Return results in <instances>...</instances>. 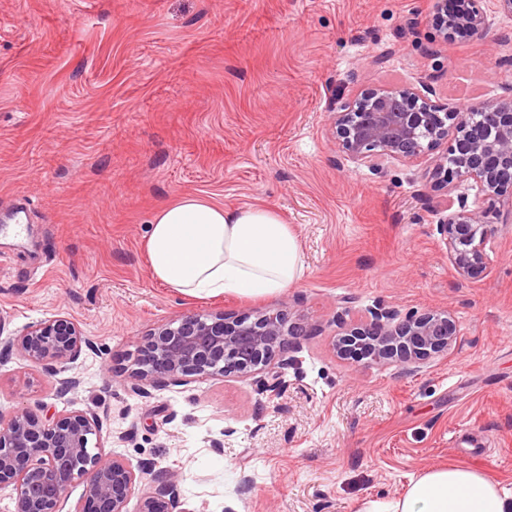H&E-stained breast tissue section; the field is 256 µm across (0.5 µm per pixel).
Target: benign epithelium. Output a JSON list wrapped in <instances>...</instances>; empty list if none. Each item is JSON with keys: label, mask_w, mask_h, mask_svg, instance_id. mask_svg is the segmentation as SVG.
<instances>
[{"label": "benign epithelium", "mask_w": 512, "mask_h": 512, "mask_svg": "<svg viewBox=\"0 0 512 512\" xmlns=\"http://www.w3.org/2000/svg\"><path fill=\"white\" fill-rule=\"evenodd\" d=\"M428 22L445 44L493 38L487 0H431ZM330 126L338 151L358 167L379 170L433 156L434 187L446 194L424 198L439 215L436 229L449 259L461 275L485 267L491 208L468 209L464 197L452 193L466 182L492 205L512 193V98L450 112L414 86L378 83L333 108ZM315 333L283 309L189 315L158 327L139 345L130 391L149 398L153 389L185 385L195 377L250 373L284 353L288 338ZM457 339L456 321L447 311H416L399 320L394 311L376 307L342 334L335 348L344 359L411 366L447 353ZM90 346L75 322L54 316L29 324L3 350L15 349L36 363L61 364ZM295 363L280 360L265 389L278 391L282 371ZM101 429L92 411L40 417L21 405L0 412V487L15 488L20 512H60L68 485L84 477L77 512H127L152 466L135 468L105 453L93 442ZM180 506V473L167 471L152 479L139 512H180Z\"/></svg>", "instance_id": "7a95c632"}]
</instances>
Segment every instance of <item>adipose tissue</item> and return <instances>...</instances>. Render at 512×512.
<instances>
[{
    "label": "adipose tissue",
    "mask_w": 512,
    "mask_h": 512,
    "mask_svg": "<svg viewBox=\"0 0 512 512\" xmlns=\"http://www.w3.org/2000/svg\"><path fill=\"white\" fill-rule=\"evenodd\" d=\"M145 250L154 279L198 298L274 294L304 269L295 231L274 210L227 211L194 196L155 213ZM365 512H512V492L480 471L434 466L412 478L401 497L371 502Z\"/></svg>",
    "instance_id": "adipose-tissue-1"
}]
</instances>
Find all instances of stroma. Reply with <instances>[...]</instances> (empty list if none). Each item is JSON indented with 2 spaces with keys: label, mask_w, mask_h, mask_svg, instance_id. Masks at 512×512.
I'll return each instance as SVG.
<instances>
[{
  "label": "stroma",
  "mask_w": 512,
  "mask_h": 512,
  "mask_svg": "<svg viewBox=\"0 0 512 512\" xmlns=\"http://www.w3.org/2000/svg\"><path fill=\"white\" fill-rule=\"evenodd\" d=\"M429 0H0V233L5 335L73 319L92 346L46 367L0 357V411L92 410L99 443L182 474L186 512H362L428 467L512 491V198L486 269L460 276L423 196L433 161L343 159L329 114L374 83L445 105L512 98V18L497 42L442 43ZM185 195L277 211L304 270L267 296L195 298L152 278L145 237ZM451 312L447 355L403 369L341 359L344 320ZM271 307L315 325L275 395L264 371L131 394L151 329ZM79 387L61 397L58 381ZM249 488H242V479Z\"/></svg>",
  "instance_id": "1"
}]
</instances>
